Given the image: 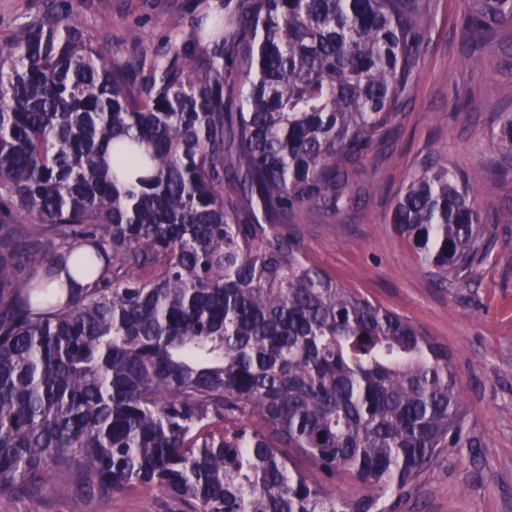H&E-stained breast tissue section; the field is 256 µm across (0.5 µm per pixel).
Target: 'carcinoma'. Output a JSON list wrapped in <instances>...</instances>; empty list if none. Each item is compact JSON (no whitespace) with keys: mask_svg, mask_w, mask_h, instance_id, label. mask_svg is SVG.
<instances>
[{"mask_svg":"<svg viewBox=\"0 0 512 512\" xmlns=\"http://www.w3.org/2000/svg\"><path fill=\"white\" fill-rule=\"evenodd\" d=\"M511 25L512 0L461 21L476 42ZM171 26L149 63L68 18L0 42V492L78 477L180 512H388L477 446L448 348L283 229L359 198L414 89L420 0H238ZM495 146L512 160V112ZM478 192L434 162L396 198L441 285L490 255ZM340 473L366 494H330Z\"/></svg>","mask_w":512,"mask_h":512,"instance_id":"obj_1","label":"carcinoma"}]
</instances>
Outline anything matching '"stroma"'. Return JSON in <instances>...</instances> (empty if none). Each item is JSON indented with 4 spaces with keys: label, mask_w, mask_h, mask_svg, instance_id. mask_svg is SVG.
I'll use <instances>...</instances> for the list:
<instances>
[{
    "label": "stroma",
    "mask_w": 512,
    "mask_h": 512,
    "mask_svg": "<svg viewBox=\"0 0 512 512\" xmlns=\"http://www.w3.org/2000/svg\"><path fill=\"white\" fill-rule=\"evenodd\" d=\"M224 0H0V40L28 17L77 18L112 43L114 59L162 58L174 16L221 10ZM420 74L384 156L356 181L358 203L336 221L302 216L292 231L310 264L411 321L447 347L464 398L463 430L476 448H450L415 485L388 495L392 512H512V177L495 179L494 119L512 112V28L473 48L459 21L464 0H423ZM463 169L478 207L498 217L493 251L465 287L437 284L389 216L401 186L429 163ZM142 488L88 493L79 481L36 498L0 494V512H175Z\"/></svg>",
    "instance_id": "stroma-1"
}]
</instances>
